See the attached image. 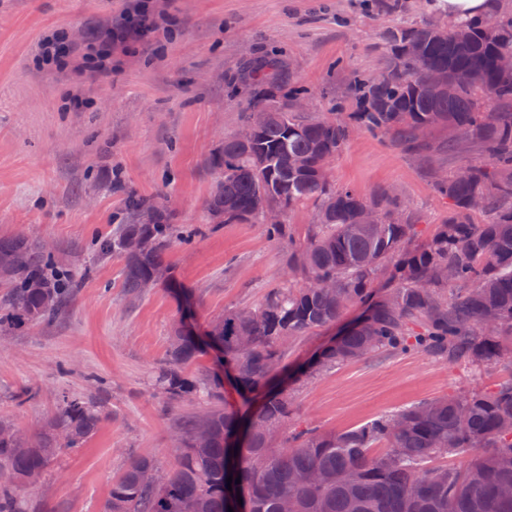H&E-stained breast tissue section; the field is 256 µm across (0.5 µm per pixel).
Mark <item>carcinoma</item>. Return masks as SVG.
Instances as JSON below:
<instances>
[{
    "instance_id": "cac0c4a2",
    "label": "carcinoma",
    "mask_w": 512,
    "mask_h": 512,
    "mask_svg": "<svg viewBox=\"0 0 512 512\" xmlns=\"http://www.w3.org/2000/svg\"><path fill=\"white\" fill-rule=\"evenodd\" d=\"M409 43L418 54L406 51ZM384 46L380 79L351 85L357 111L338 105L330 118L287 111L288 100L274 92L279 62L254 69L258 90L243 129L212 159L218 180L208 209L241 223L262 219L267 207L314 204L315 223L301 240L284 222L265 225L271 240L288 241V274L300 284L275 283L261 303L224 311L201 334L175 330L153 376L163 410L200 396L210 407L183 419L182 453L166 480L154 482L156 460L132 458L105 512H512V496L502 493L512 487V466L504 465L512 457V378L341 431L292 422L293 395L275 385L288 357L284 339L293 344L336 323L353 304L365 306L366 317L324 351L309 377L390 351L417 349L474 367L512 360V73L498 64L512 56V5L477 20L390 30ZM442 79L451 91L432 92ZM425 127L434 134L422 137ZM356 129L415 155L445 148L482 156L433 180L448 199L446 223L426 235L396 192L367 201L331 185L329 164ZM295 158L304 165L293 167ZM125 205L131 222L113 225L98 249L123 260L124 287L142 295L173 279L167 256L179 231L160 201L131 194ZM365 206L378 209L381 223L356 231ZM477 210L490 221L474 223ZM387 265L394 276L380 295L377 273ZM65 272L42 242L0 238V332L55 323L78 288ZM226 364L242 393L238 406H222ZM103 417L100 403L67 396L22 443L1 423L0 470L17 481L0 483V512H24L20 487L39 478L59 449L91 438ZM267 426L280 429L278 443ZM448 457L458 464L440 463ZM230 476L240 483L227 487Z\"/></svg>"
}]
</instances>
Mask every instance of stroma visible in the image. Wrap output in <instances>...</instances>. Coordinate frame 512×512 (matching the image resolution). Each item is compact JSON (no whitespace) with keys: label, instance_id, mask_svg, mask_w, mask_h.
<instances>
[{"label":"stroma","instance_id":"obj_1","mask_svg":"<svg viewBox=\"0 0 512 512\" xmlns=\"http://www.w3.org/2000/svg\"><path fill=\"white\" fill-rule=\"evenodd\" d=\"M129 0H0V237L48 241L83 272L78 294L55 324L0 335V420L38 432L64 396L100 402L93 437L63 450L39 480L24 485L26 512H104L113 481L135 456L173 459L176 428L151 383L184 310L193 302L204 330L225 310L250 307L278 281L287 242L273 243L260 222L220 224L207 202L217 174L210 159L242 128L251 91L245 70L258 58L288 66L278 97L298 96L310 115L356 109L355 78L384 64L383 37L397 26L447 22L434 0H403L372 11L366 0H150L158 31L112 47V73L87 77L82 56L120 21ZM65 34L77 53L45 64L42 42ZM455 158L407 154L389 138L352 135L331 161V183L365 199L396 191L427 228L445 223L448 201L431 168ZM167 204L170 221L196 230L168 254L173 289L130 296L120 257L93 256L95 237L129 222L128 192ZM304 337L288 368L310 364L339 330ZM512 378L496 367L471 369L420 351L383 353L290 384L294 412L337 431L461 389L489 391Z\"/></svg>","mask_w":512,"mask_h":512}]
</instances>
